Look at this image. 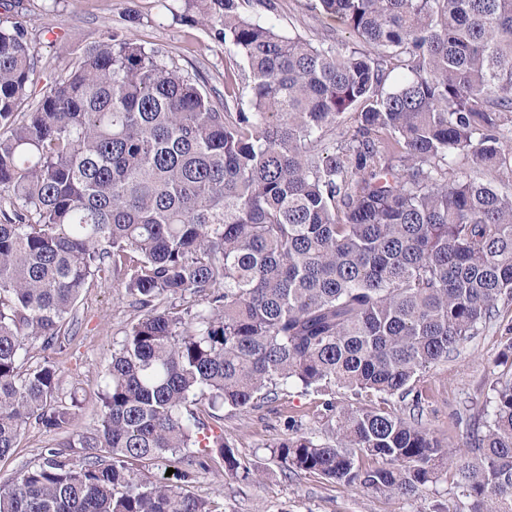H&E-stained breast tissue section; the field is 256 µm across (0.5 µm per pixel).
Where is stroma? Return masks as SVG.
<instances>
[{"mask_svg":"<svg viewBox=\"0 0 512 512\" xmlns=\"http://www.w3.org/2000/svg\"><path fill=\"white\" fill-rule=\"evenodd\" d=\"M308 2L274 0L270 11L256 2L248 13L275 24L283 34H297L316 44L333 38L351 42L344 27L309 9ZM23 5L21 18L38 55L32 86L35 97H42L52 78L68 69L77 49L99 41L110 30L127 34L199 74L211 96L224 91L229 55L223 43L211 39L203 27L174 18L162 0H23ZM138 316L120 282L94 281L83 292L77 304L75 334L60 356V395L65 399L75 395L82 401L72 421L73 431L88 432L95 427L105 369L113 349ZM511 342L512 302H503L492 324L479 328L475 336L422 374L416 384L423 392L420 408L396 397L389 400L391 408L430 429L443 446L462 445L464 418L488 402L498 376L512 371V358L507 355ZM319 401L316 394L291 385L260 407L225 409L220 427L225 444L240 463V473L220 467L200 470L183 483V490L209 501L217 512H433L437 504L456 503L458 491L446 479L407 498L287 470L272 449L288 436L289 426L323 441L330 436ZM53 441L52 434L28 426L19 447L0 460V483L10 482L21 470L37 464L45 446Z\"/></svg>","mask_w":512,"mask_h":512,"instance_id":"stroma-1","label":"stroma"}]
</instances>
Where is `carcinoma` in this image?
Here are the masks:
<instances>
[{
    "label": "carcinoma",
    "mask_w": 512,
    "mask_h": 512,
    "mask_svg": "<svg viewBox=\"0 0 512 512\" xmlns=\"http://www.w3.org/2000/svg\"><path fill=\"white\" fill-rule=\"evenodd\" d=\"M242 2L164 0L246 63L219 102L110 31L34 104L28 30L0 23V459L29 425L64 435L0 484V512H213L135 470L236 472L210 421L290 384L323 397L333 440L288 423L287 468L407 497L450 473L468 512H512V373L462 448L332 390L418 408L422 371L512 301V190L483 179H512V0H315L360 49ZM352 110L351 138L318 148ZM112 279L142 315L98 427L71 434L57 355L86 285Z\"/></svg>",
    "instance_id": "cac0c4a2"
}]
</instances>
